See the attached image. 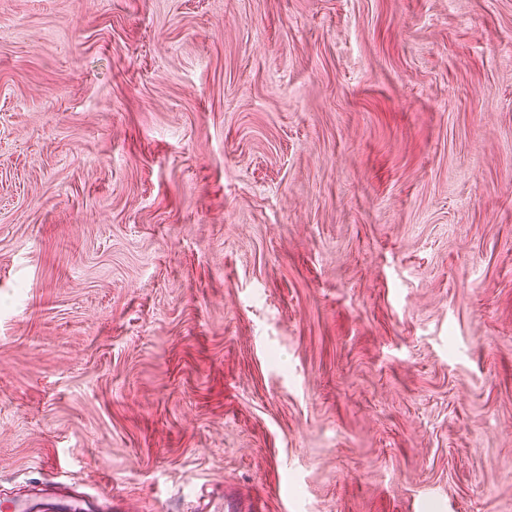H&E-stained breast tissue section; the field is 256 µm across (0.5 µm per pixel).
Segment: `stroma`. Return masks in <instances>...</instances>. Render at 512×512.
Wrapping results in <instances>:
<instances>
[{"label": "stroma", "instance_id": "stroma-1", "mask_svg": "<svg viewBox=\"0 0 512 512\" xmlns=\"http://www.w3.org/2000/svg\"><path fill=\"white\" fill-rule=\"evenodd\" d=\"M512 512V0H0V496Z\"/></svg>", "mask_w": 512, "mask_h": 512}]
</instances>
